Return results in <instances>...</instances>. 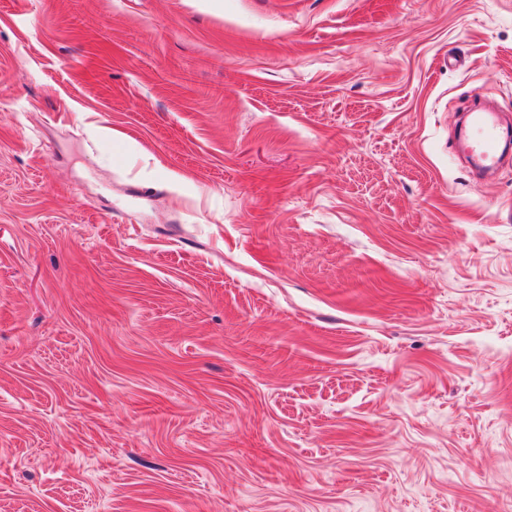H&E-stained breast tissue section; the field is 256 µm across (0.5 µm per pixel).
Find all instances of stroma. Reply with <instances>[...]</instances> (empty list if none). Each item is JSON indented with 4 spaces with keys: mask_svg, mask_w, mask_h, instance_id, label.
Listing matches in <instances>:
<instances>
[{
    "mask_svg": "<svg viewBox=\"0 0 512 512\" xmlns=\"http://www.w3.org/2000/svg\"><path fill=\"white\" fill-rule=\"evenodd\" d=\"M488 97L512 0H0V512H512ZM508 133L497 113L480 109L470 111L465 140L478 169H488L498 164L502 156L501 145Z\"/></svg>",
    "mask_w": 512,
    "mask_h": 512,
    "instance_id": "stroma-1",
    "label": "stroma"
}]
</instances>
